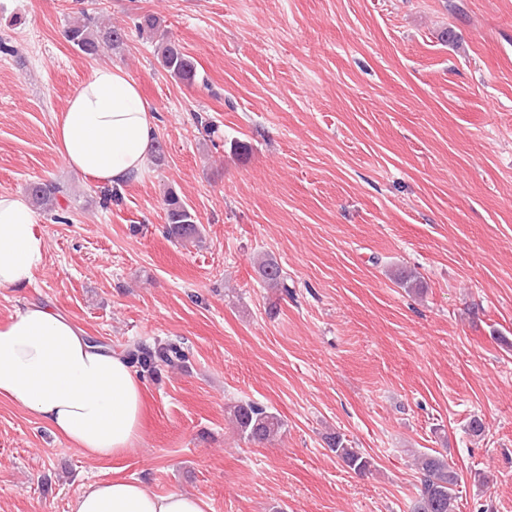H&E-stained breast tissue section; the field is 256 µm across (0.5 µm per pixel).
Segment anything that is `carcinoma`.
Returning a JSON list of instances; mask_svg holds the SVG:
<instances>
[{
  "label": "carcinoma",
  "instance_id": "carcinoma-1",
  "mask_svg": "<svg viewBox=\"0 0 512 512\" xmlns=\"http://www.w3.org/2000/svg\"><path fill=\"white\" fill-rule=\"evenodd\" d=\"M162 22L154 14L138 16L135 29L138 34L154 42L155 53L161 67L171 76L190 86L195 82L197 69L195 62L182 47L165 38L161 30ZM66 39L83 54L93 57L101 48H115L123 44L126 33L123 29L106 26L99 18L87 11L81 18L70 23L65 30ZM27 192L32 204L45 212L59 207L62 187L53 182H33ZM166 231L170 238L187 243H200L203 239L201 227L196 224L194 214L188 204L174 191L168 190L163 199ZM264 281L272 288L283 284L281 269L271 259L259 263ZM131 363L142 371L152 374L162 366H174L186 361L187 353L181 343L158 341L153 346H137L128 351ZM232 420L239 434L247 440H273L285 429L284 420L276 413L253 401L235 404L231 410ZM330 449L353 472L365 474L372 470L371 457L360 449L351 446L340 436L329 440ZM420 488L412 512H452L459 475L448 462L436 455L422 454L418 457Z\"/></svg>",
  "mask_w": 512,
  "mask_h": 512
}]
</instances>
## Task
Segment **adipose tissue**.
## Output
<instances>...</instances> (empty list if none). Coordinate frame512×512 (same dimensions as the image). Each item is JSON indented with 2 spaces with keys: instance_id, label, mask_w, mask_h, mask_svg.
<instances>
[{
  "instance_id": "adipose-tissue-1",
  "label": "adipose tissue",
  "mask_w": 512,
  "mask_h": 512,
  "mask_svg": "<svg viewBox=\"0 0 512 512\" xmlns=\"http://www.w3.org/2000/svg\"><path fill=\"white\" fill-rule=\"evenodd\" d=\"M156 113L121 68L97 64L54 116L67 170L119 187L140 174L154 142ZM46 243L27 196L0 194V289L30 284ZM0 396L36 417L76 453L110 457L138 438L144 384L124 354L104 349L66 316L27 302L0 326ZM69 512H207L199 497L159 494L137 479L93 480Z\"/></svg>"
}]
</instances>
